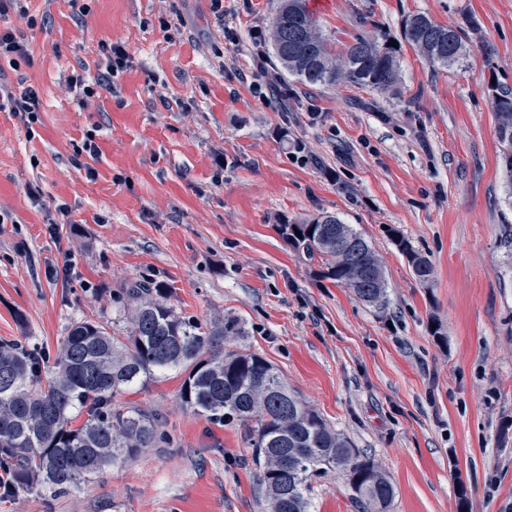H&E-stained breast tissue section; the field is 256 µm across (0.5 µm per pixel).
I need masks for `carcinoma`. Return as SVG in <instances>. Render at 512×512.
<instances>
[{
  "instance_id": "1",
  "label": "carcinoma",
  "mask_w": 512,
  "mask_h": 512,
  "mask_svg": "<svg viewBox=\"0 0 512 512\" xmlns=\"http://www.w3.org/2000/svg\"><path fill=\"white\" fill-rule=\"evenodd\" d=\"M270 28L284 72L305 86L350 84L387 92L400 82L393 48L357 36L336 49L305 0H281ZM403 35L435 69H451L470 53L471 37L464 30L425 14L408 18ZM494 111L512 199V97H496ZM280 231L294 248L318 257L338 285L379 309L387 304L380 261L352 225L321 214L302 224H282ZM396 245L414 277L430 282V260L403 237ZM124 295L133 306L125 334L78 320L51 367L34 349L0 345V469L13 485L35 484L61 495L144 448L170 444L156 415L117 406L115 398L179 368L187 373L180 392L186 409L218 423L247 426L266 512H310L313 480L332 471L345 477L361 512H389L394 486L371 457L288 388L269 361L224 352V340L242 335L237 320L208 326L181 317L169 303L170 289L152 280L134 282Z\"/></svg>"
}]
</instances>
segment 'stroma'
Listing matches in <instances>:
<instances>
[{
  "label": "stroma",
  "mask_w": 512,
  "mask_h": 512,
  "mask_svg": "<svg viewBox=\"0 0 512 512\" xmlns=\"http://www.w3.org/2000/svg\"><path fill=\"white\" fill-rule=\"evenodd\" d=\"M278 3L224 0L219 17L211 0H32L46 19L32 28L0 14L31 53L0 58V80L40 99L30 129L0 112V343L51 356L74 321L122 332L123 288L161 282L181 315L244 323L228 350L270 361L381 464L390 512H512V205L493 109L512 91V0H308L335 46L395 43L402 81L393 94L292 81L276 108L250 76L256 55L277 63ZM417 13L479 23L463 66L433 69L404 40ZM115 43L132 54L115 93L68 92ZM89 136L92 179L75 153ZM323 212L374 247L386 308L283 240L279 225ZM396 233L431 260V282ZM182 381L116 398L158 415L170 445L60 496L2 495L0 512H261L246 427L186 410ZM312 512H358L342 476L314 482ZM395 243L406 255L414 277L422 283L430 282L433 275V265L430 260L414 250L410 242L403 237H397Z\"/></svg>",
  "instance_id": "stroma-1"
}]
</instances>
